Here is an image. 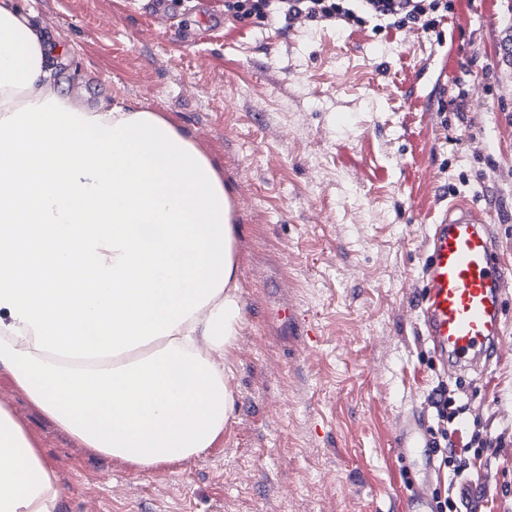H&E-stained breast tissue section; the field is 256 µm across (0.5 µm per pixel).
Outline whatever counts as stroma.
I'll use <instances>...</instances> for the list:
<instances>
[{"mask_svg":"<svg viewBox=\"0 0 512 512\" xmlns=\"http://www.w3.org/2000/svg\"><path fill=\"white\" fill-rule=\"evenodd\" d=\"M88 104L162 114L233 198L243 322L235 410L201 455L150 469L85 448L0 370V405L37 444L59 512H400L399 414L446 382L480 431L478 512H512V290L502 356L448 377L419 321L432 226L488 210L512 267V69L505 0H455L436 28L341 31L225 13L224 0H26Z\"/></svg>","mask_w":512,"mask_h":512,"instance_id":"1","label":"stroma"}]
</instances>
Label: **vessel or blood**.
<instances>
[{"mask_svg":"<svg viewBox=\"0 0 512 512\" xmlns=\"http://www.w3.org/2000/svg\"><path fill=\"white\" fill-rule=\"evenodd\" d=\"M512 269L501 261L492 218L464 197L449 201L432 228L420 289V321L449 373L484 371L500 353L503 296ZM395 443L411 466L432 463L428 415L420 407L400 414ZM401 512H435L423 486L401 500Z\"/></svg>","mask_w":512,"mask_h":512,"instance_id":"vessel-or-blood-1","label":"vessel or blood"}]
</instances>
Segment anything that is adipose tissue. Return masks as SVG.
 <instances>
[{"instance_id":"adipose-tissue-1","label":"adipose tissue","mask_w":512,"mask_h":512,"mask_svg":"<svg viewBox=\"0 0 512 512\" xmlns=\"http://www.w3.org/2000/svg\"><path fill=\"white\" fill-rule=\"evenodd\" d=\"M60 53L0 0V368L86 447L149 469L212 447L234 410L231 197L160 113L64 93ZM59 500L0 406V512Z\"/></svg>"}]
</instances>
